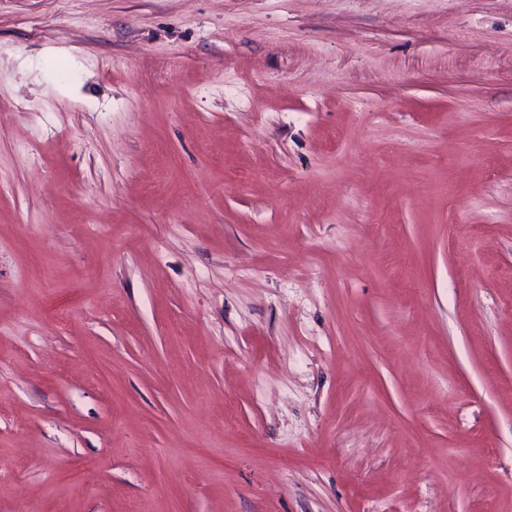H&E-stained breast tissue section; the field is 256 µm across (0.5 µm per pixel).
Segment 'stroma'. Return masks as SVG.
Segmentation results:
<instances>
[{
    "label": "stroma",
    "mask_w": 512,
    "mask_h": 512,
    "mask_svg": "<svg viewBox=\"0 0 512 512\" xmlns=\"http://www.w3.org/2000/svg\"><path fill=\"white\" fill-rule=\"evenodd\" d=\"M512 512V0H0V512Z\"/></svg>",
    "instance_id": "stroma-1"
}]
</instances>
